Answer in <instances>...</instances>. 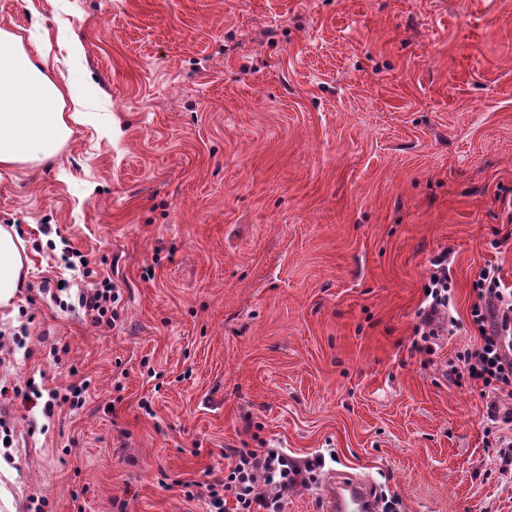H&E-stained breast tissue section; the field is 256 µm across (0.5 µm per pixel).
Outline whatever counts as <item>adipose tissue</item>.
I'll return each mask as SVG.
<instances>
[{
	"label": "adipose tissue",
	"instance_id": "1",
	"mask_svg": "<svg viewBox=\"0 0 512 512\" xmlns=\"http://www.w3.org/2000/svg\"><path fill=\"white\" fill-rule=\"evenodd\" d=\"M51 43L26 47L21 36L0 28V168L39 166L57 158L72 135L70 115H81L72 82L54 73ZM26 276L24 242L14 227L0 225V307L9 306Z\"/></svg>",
	"mask_w": 512,
	"mask_h": 512
}]
</instances>
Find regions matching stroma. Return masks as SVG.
Listing matches in <instances>:
<instances>
[{
    "label": "stroma",
    "instance_id": "obj_1",
    "mask_svg": "<svg viewBox=\"0 0 512 512\" xmlns=\"http://www.w3.org/2000/svg\"><path fill=\"white\" fill-rule=\"evenodd\" d=\"M90 106L59 158L0 172L29 269L0 311V512H207L231 448L306 464L380 512H512L486 452L512 396L445 370L472 284L512 287V14L493 0H0ZM87 256L91 274L66 264ZM447 252L460 327L412 348ZM108 277L99 327L79 291ZM24 335V345L13 338ZM91 383L45 418L28 379ZM194 499H187V492Z\"/></svg>",
    "mask_w": 512,
    "mask_h": 512
}]
</instances>
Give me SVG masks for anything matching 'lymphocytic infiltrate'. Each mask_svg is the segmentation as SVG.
<instances>
[{
	"label": "lymphocytic infiltrate",
	"mask_w": 512,
	"mask_h": 512,
	"mask_svg": "<svg viewBox=\"0 0 512 512\" xmlns=\"http://www.w3.org/2000/svg\"><path fill=\"white\" fill-rule=\"evenodd\" d=\"M431 265L424 288L426 305L419 310L413 342L416 352L429 355L434 352L438 336L447 330L450 304L447 254L434 257ZM473 291L477 301L471 308V317L480 343L475 349L458 353V363L451 366L449 376L458 385L477 382L503 393L512 388V345L503 341L505 332H512V289L504 285L498 267L489 265L480 271ZM116 300L107 278L78 295L79 307L99 326L111 325ZM88 387V382L83 381L45 394L30 382L21 396L26 400L44 399V412L48 415L58 407L74 412L84 406ZM231 457L228 473L208 486L209 504L215 512H223L229 497L235 501V512H282L288 490L305 485L307 480L305 468L271 448H235Z\"/></svg>",
	"instance_id": "lymphocytic-infiltrate-1"
}]
</instances>
